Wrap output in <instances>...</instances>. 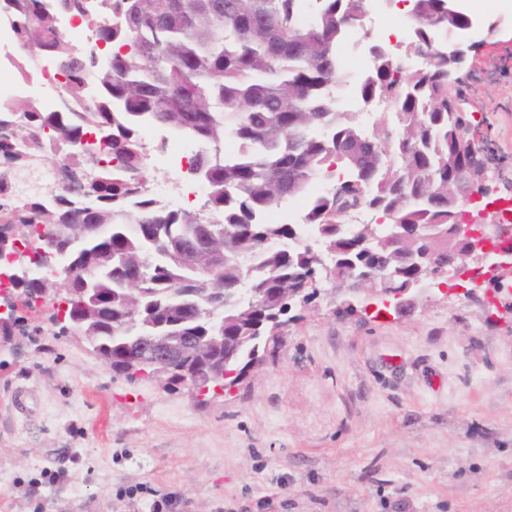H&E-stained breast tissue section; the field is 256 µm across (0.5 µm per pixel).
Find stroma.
<instances>
[{
	"instance_id": "35a3bbf8",
	"label": "stroma",
	"mask_w": 512,
	"mask_h": 512,
	"mask_svg": "<svg viewBox=\"0 0 512 512\" xmlns=\"http://www.w3.org/2000/svg\"><path fill=\"white\" fill-rule=\"evenodd\" d=\"M458 102L512 196V9ZM21 313L0 367V512H512V293L458 282L404 313L344 316L327 292L231 393L114 375Z\"/></svg>"
}]
</instances>
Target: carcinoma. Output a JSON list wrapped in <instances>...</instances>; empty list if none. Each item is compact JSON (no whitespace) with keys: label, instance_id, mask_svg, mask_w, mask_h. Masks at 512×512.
Masks as SVG:
<instances>
[{"label":"carcinoma","instance_id":"cac0c4a2","mask_svg":"<svg viewBox=\"0 0 512 512\" xmlns=\"http://www.w3.org/2000/svg\"><path fill=\"white\" fill-rule=\"evenodd\" d=\"M365 0H0V16L24 56L37 51L64 78L61 110L44 112L28 100L0 107V225H20L21 247L39 255L44 242L30 227L45 226L48 241L67 251L69 271L18 285L24 308L64 289L56 312L64 322L88 319L112 373L130 382L128 357L146 336H207L237 349L236 361L279 347L265 324L256 338L237 341L245 312L258 322L281 288L305 289L307 310L321 282L334 275L385 270L377 286L403 293L420 272L409 259L429 248L445 265L466 256L457 236L463 212L448 195V160L471 151L467 113L448 90L447 59L435 29L447 27L443 0H415L422 20L395 46L372 44L355 91L367 108L388 111L366 130L354 112L335 108L334 92L350 76L339 64L344 30L361 24ZM91 26L87 47L61 34L62 16ZM414 51L425 66L409 70ZM95 80L99 97L85 95ZM165 127L209 150L190 157V172L205 183L197 209L154 206L138 135L144 123ZM99 136L105 155L84 146ZM64 154L65 194L23 186L40 161ZM317 182L321 192L311 191ZM301 202L299 223L268 218L282 193ZM358 214L375 217L352 223ZM95 224L103 232L75 240L69 226ZM319 237L326 264L295 243L300 225ZM427 224L437 237L406 239L391 231ZM267 239L270 248L255 240ZM196 245L222 257L207 276L186 260ZM142 271L137 288L129 271ZM228 288L219 299L207 286Z\"/></svg>","mask_w":512,"mask_h":512}]
</instances>
